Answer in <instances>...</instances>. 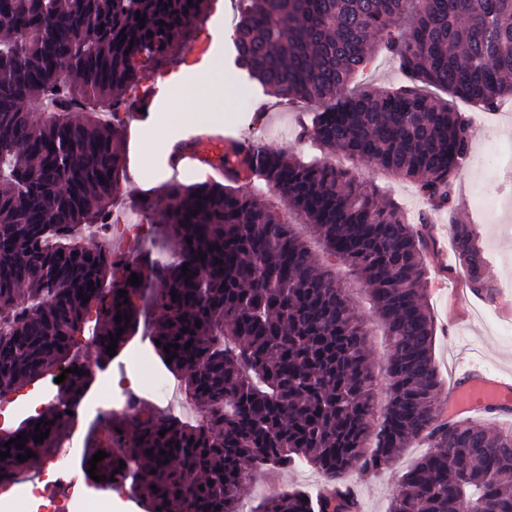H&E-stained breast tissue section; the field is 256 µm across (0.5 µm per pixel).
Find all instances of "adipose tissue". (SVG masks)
Returning <instances> with one entry per match:
<instances>
[{"label": "adipose tissue", "mask_w": 512, "mask_h": 512, "mask_svg": "<svg viewBox=\"0 0 512 512\" xmlns=\"http://www.w3.org/2000/svg\"><path fill=\"white\" fill-rule=\"evenodd\" d=\"M180 111L163 112L159 118L160 126L167 127L185 121L186 108H193L199 121L214 123L219 119L214 103L224 95V75L218 70L205 67L198 70L191 83L177 90Z\"/></svg>", "instance_id": "adipose-tissue-1"}]
</instances>
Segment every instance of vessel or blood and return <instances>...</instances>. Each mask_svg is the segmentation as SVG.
Wrapping results in <instances>:
<instances>
[{"mask_svg": "<svg viewBox=\"0 0 512 512\" xmlns=\"http://www.w3.org/2000/svg\"><path fill=\"white\" fill-rule=\"evenodd\" d=\"M223 152V136L207 134L194 137L175 151L173 164L177 167L204 166L220 176L224 173L219 161ZM425 233L430 243L428 261L436 274V286L447 289L449 311L461 314L466 308L465 286L452 290L447 287L448 227L444 224H430L426 226ZM493 407L507 412L512 410V373L492 372L473 363L462 368L449 383L443 412L445 417L451 419L470 418L488 414Z\"/></svg>", "mask_w": 512, "mask_h": 512, "instance_id": "vessel-or-blood-1", "label": "vessel or blood"}]
</instances>
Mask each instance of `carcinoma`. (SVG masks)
<instances>
[{"label": "carcinoma", "instance_id": "1", "mask_svg": "<svg viewBox=\"0 0 512 512\" xmlns=\"http://www.w3.org/2000/svg\"><path fill=\"white\" fill-rule=\"evenodd\" d=\"M240 2L239 65L267 93L322 108L311 136L325 160L231 143L224 182L169 180L159 214L142 202L177 259L148 253L128 268L73 230L108 218L120 191L126 123L115 105L193 41L211 0H0V396L73 365L88 326L98 358L110 359V335L123 329V347L150 306L146 336L202 422L114 417L83 458L88 469L106 452L95 474L129 485L147 512H241L254 476L298 466L322 473V491L272 493L253 512H357L350 476L393 465L420 437L428 448L400 477L388 512H512V429L441 417L428 214L409 221L328 161L364 160L413 182L431 207L452 205L470 131L437 92L488 108L512 97V0ZM381 48L410 85L353 90ZM268 192L285 210L267 204ZM450 231L470 292L494 299L496 284L470 272L488 262L476 225ZM355 283L389 347L382 398ZM119 314L130 320L116 322ZM91 380L87 370L69 375L60 405L0 432V451H10L0 484L59 447L71 429L67 407ZM37 428L49 431L39 444ZM20 433L25 447H4ZM115 439L130 443V461L114 453Z\"/></svg>", "mask_w": 512, "mask_h": 512}]
</instances>
